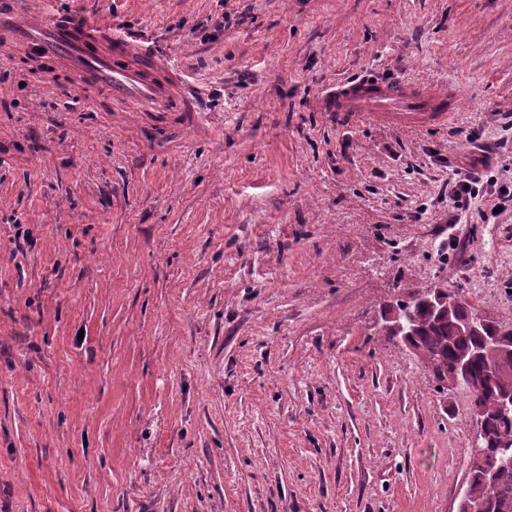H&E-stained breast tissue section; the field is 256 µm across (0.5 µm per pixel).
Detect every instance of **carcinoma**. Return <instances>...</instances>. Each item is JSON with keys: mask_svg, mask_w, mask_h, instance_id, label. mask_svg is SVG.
<instances>
[{"mask_svg": "<svg viewBox=\"0 0 512 512\" xmlns=\"http://www.w3.org/2000/svg\"><path fill=\"white\" fill-rule=\"evenodd\" d=\"M427 292L426 288L408 292L389 305L388 311L413 314L411 344L433 376L467 365L471 377L481 385L477 401L487 410V433L491 440L507 445L494 449V453L512 454V412L504 414L498 407L501 384L512 376V358L485 354L483 341L491 335L492 325L477 321V310L458 294L448 291L450 309L443 312L427 302ZM469 327L474 333H464ZM469 485L471 493L484 500L485 512H512V467L501 468L493 461L485 470H471Z\"/></svg>", "mask_w": 512, "mask_h": 512, "instance_id": "cac0c4a2", "label": "carcinoma"}]
</instances>
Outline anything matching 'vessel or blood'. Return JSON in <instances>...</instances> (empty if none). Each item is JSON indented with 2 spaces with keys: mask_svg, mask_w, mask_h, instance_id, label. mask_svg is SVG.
I'll list each match as a JSON object with an SVG mask.
<instances>
[{
  "mask_svg": "<svg viewBox=\"0 0 512 512\" xmlns=\"http://www.w3.org/2000/svg\"><path fill=\"white\" fill-rule=\"evenodd\" d=\"M0 40L25 44L42 55L61 60L84 83L105 89L114 99L134 100L156 111L178 101L182 111L195 105L179 77L159 78L161 62L146 58L134 43L101 40L96 27L54 22L25 12L0 13ZM328 112H354L371 121L401 129L442 126L457 114L453 94L426 82H381L370 77L336 83L322 98Z\"/></svg>",
  "mask_w": 512,
  "mask_h": 512,
  "instance_id": "1",
  "label": "vessel or blood"
}]
</instances>
